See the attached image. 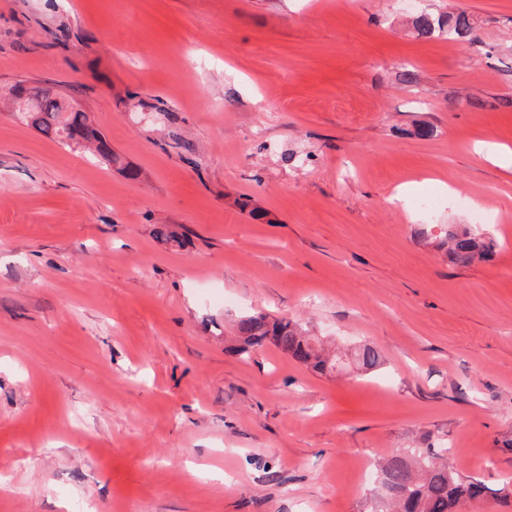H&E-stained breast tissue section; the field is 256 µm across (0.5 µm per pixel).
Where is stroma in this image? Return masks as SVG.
Masks as SVG:
<instances>
[{
    "label": "stroma",
    "mask_w": 512,
    "mask_h": 512,
    "mask_svg": "<svg viewBox=\"0 0 512 512\" xmlns=\"http://www.w3.org/2000/svg\"><path fill=\"white\" fill-rule=\"evenodd\" d=\"M423 11L476 36L417 37ZM18 84L118 163L27 125ZM490 148L512 150V0H0V512H367L403 448L491 488L465 512H512ZM451 225L493 258L450 263ZM250 313L382 363L229 353ZM16 102L33 101L35 112L21 118L48 139L59 140L68 147L81 144L88 133L99 142L98 152L103 161L112 163V148L89 124L85 112L66 106L54 90L47 86L19 85L12 90Z\"/></svg>",
    "instance_id": "obj_1"
}]
</instances>
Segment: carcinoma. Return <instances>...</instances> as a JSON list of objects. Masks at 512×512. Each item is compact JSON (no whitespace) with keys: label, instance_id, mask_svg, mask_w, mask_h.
<instances>
[{"label":"carcinoma","instance_id":"cac0c4a2","mask_svg":"<svg viewBox=\"0 0 512 512\" xmlns=\"http://www.w3.org/2000/svg\"><path fill=\"white\" fill-rule=\"evenodd\" d=\"M413 27L421 37L442 33L450 39L471 35L475 30L466 13L446 18L422 13L413 20ZM13 96L18 103L34 102L35 111L22 119L43 136L71 147L81 144V138L90 133L99 142L102 160L112 162V148L89 125L86 113L66 106L52 88L20 85L13 89ZM441 246L454 265L466 266L489 258L491 253L490 246L466 229L448 232ZM237 333L240 345L230 349L234 354H246L270 340L284 353L318 372H332L345 365L341 356L323 355L311 338L289 320H271L262 313L246 315L238 321ZM355 359L366 371L380 365V355L370 345L360 347ZM379 485L383 491L373 495L371 512H456L460 505L480 501L491 493L482 481L464 480L448 462L437 461L415 449L400 450L385 458L380 464Z\"/></svg>","mask_w":512,"mask_h":512}]
</instances>
